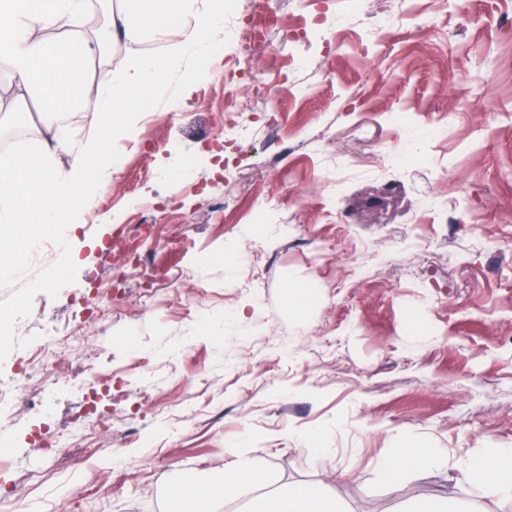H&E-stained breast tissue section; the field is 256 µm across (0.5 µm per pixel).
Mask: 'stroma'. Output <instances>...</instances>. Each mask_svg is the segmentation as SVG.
I'll list each match as a JSON object with an SVG mask.
<instances>
[{"label":"stroma","instance_id":"35a3bbf8","mask_svg":"<svg viewBox=\"0 0 512 512\" xmlns=\"http://www.w3.org/2000/svg\"><path fill=\"white\" fill-rule=\"evenodd\" d=\"M226 0L209 58L133 130L104 135L110 177L35 256L0 240V313L23 326L0 378L46 328L89 333L31 369L0 501L27 512H162L172 483L250 449L281 484L344 512L453 498L512 512L463 462L512 446V0ZM242 136L225 140L224 115ZM410 117L407 130L391 122ZM38 114L0 113V147L35 158ZM140 235L129 258V226ZM310 298L305 311L287 289ZM95 382L109 430L84 436ZM68 439L55 455L41 434ZM417 440L437 468L388 486Z\"/></svg>","mask_w":512,"mask_h":512}]
</instances>
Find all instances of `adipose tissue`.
<instances>
[{
    "mask_svg": "<svg viewBox=\"0 0 512 512\" xmlns=\"http://www.w3.org/2000/svg\"><path fill=\"white\" fill-rule=\"evenodd\" d=\"M109 5L110 29L124 32L156 28L170 33L164 60L151 57L136 64L119 61L112 68L108 84L94 86L87 64L102 50L100 42L76 35L65 38L62 48L49 49L36 37L35 27L58 20H74L86 0H0V59L13 70L19 99L40 92L44 109L42 121L53 129L54 150L40 160L4 158L0 160V224H41L59 231L70 217L65 198L79 196L87 182L88 161L99 145L91 137L82 151L72 152L68 136L55 132L61 116L74 115V97L96 90L101 108L93 126L121 122L127 113L138 112L169 89L166 72L210 55L217 37L224 31L223 9L207 8L204 0H102ZM73 153L68 182L53 179L51 164L55 151ZM433 449L418 442H406L380 464L385 483H395L404 475L420 476L434 466ZM465 474L482 483L496 498L512 500V448H494L488 455L470 459ZM268 471L247 450H239L235 461L209 481H192L169 497L181 512H225L229 502L247 500L251 512H336L335 503L304 485L270 490Z\"/></svg>",
    "mask_w": 512,
    "mask_h": 512,
    "instance_id": "ef3b65f1",
    "label": "adipose tissue"
}]
</instances>
